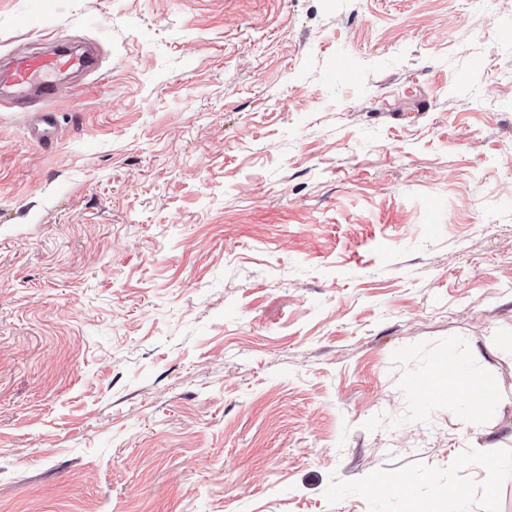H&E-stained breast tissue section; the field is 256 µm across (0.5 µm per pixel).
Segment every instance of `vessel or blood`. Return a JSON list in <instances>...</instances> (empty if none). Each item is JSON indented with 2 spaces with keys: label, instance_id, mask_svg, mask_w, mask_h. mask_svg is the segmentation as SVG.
<instances>
[{
  "label": "vessel or blood",
  "instance_id": "b4317fda",
  "mask_svg": "<svg viewBox=\"0 0 512 512\" xmlns=\"http://www.w3.org/2000/svg\"><path fill=\"white\" fill-rule=\"evenodd\" d=\"M8 66L9 99L21 109H33L30 136L34 143L45 146L56 139L58 126L55 113L43 111V104L57 96L64 75L95 72L99 58L94 52H75L62 45L44 52L18 47L10 53Z\"/></svg>",
  "mask_w": 512,
  "mask_h": 512
}]
</instances>
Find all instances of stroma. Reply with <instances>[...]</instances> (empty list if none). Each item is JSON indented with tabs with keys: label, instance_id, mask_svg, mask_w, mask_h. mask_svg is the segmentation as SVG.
<instances>
[{
	"label": "stroma",
	"instance_id": "obj_1",
	"mask_svg": "<svg viewBox=\"0 0 512 512\" xmlns=\"http://www.w3.org/2000/svg\"><path fill=\"white\" fill-rule=\"evenodd\" d=\"M54 30L103 63L53 147L0 108V512H504L512 0H0Z\"/></svg>",
	"mask_w": 512,
	"mask_h": 512
}]
</instances>
